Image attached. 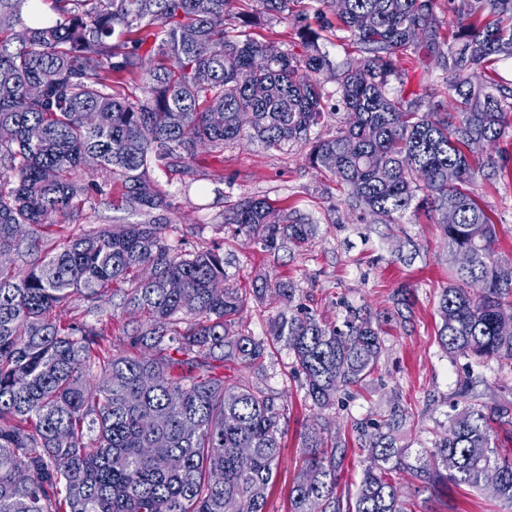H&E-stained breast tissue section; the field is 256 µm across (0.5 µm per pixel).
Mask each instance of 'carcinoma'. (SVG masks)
Here are the masks:
<instances>
[{
  "mask_svg": "<svg viewBox=\"0 0 512 512\" xmlns=\"http://www.w3.org/2000/svg\"><path fill=\"white\" fill-rule=\"evenodd\" d=\"M17 2L0 0V253L13 256L0 264V512H267L281 406L212 365L265 359L268 343L236 330L250 296L280 305L271 336L288 346L312 406L344 408L373 377L383 347L372 311L347 303L342 321L327 323L288 279H264L248 296L219 252L167 236L171 194L154 169H187L199 151L246 137L278 150L311 144L310 166L373 224H397L412 208L436 216L454 271L437 296L439 346L512 368V261L496 258L498 227L476 195L509 167L477 149L512 126V91L484 78L512 57V0H448L443 37L437 0H344L335 19L320 16L360 48L340 68L307 25L299 58L226 36L233 0H42L58 18L37 13L32 27ZM253 2L248 24L290 14L296 0ZM187 28L191 43L180 37ZM407 49L448 73L433 89L447 101L424 111L419 99L388 96L394 56ZM324 72L336 77L340 112H325ZM327 114L336 132L310 137ZM96 195L117 196L136 220L94 223ZM78 223L45 243L50 227ZM224 223L268 252L305 249L317 229L255 196L229 205ZM75 294L100 327L62 323ZM411 296L398 287L396 315ZM117 308L133 315V353L104 348ZM474 384L459 380L448 431L429 446L399 443L413 419L399 399L354 421L363 473L345 500V441L325 426L305 431L288 512H412L391 474L480 490L490 471L512 509V450L497 444L500 431L512 438V409L479 401Z\"/></svg>",
  "mask_w": 512,
  "mask_h": 512,
  "instance_id": "1",
  "label": "carcinoma"
}]
</instances>
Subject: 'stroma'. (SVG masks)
<instances>
[{
    "mask_svg": "<svg viewBox=\"0 0 512 512\" xmlns=\"http://www.w3.org/2000/svg\"><path fill=\"white\" fill-rule=\"evenodd\" d=\"M255 37L275 43L281 50L302 56L296 22L288 16H264L253 25ZM397 75L389 85L391 97L408 101L428 99L441 75L412 51L399 52ZM308 148L298 144L284 150L267 148L259 141L225 146L223 154L200 151L187 172L156 169L155 179L171 193L168 234L191 250L219 249L234 285L249 290L255 278L273 276L294 280L300 298L325 321L340 318L341 302L383 312L390 295L403 282L415 288L410 318L384 323L383 352L372 382L348 410L319 412L305 403L299 380L290 368L284 343L270 342L263 368L246 369L233 363L217 366L228 382L248 381L265 387L284 408L285 437L276 470L268 512H287L288 488L299 468V433L305 425L319 424L347 439L342 465L337 471L338 492L352 495L362 475L357 445L349 437L351 419L374 416L400 398L415 414L413 429L400 441L417 445L448 427L450 397L464 375L476 380L480 401L512 407V375L500 374L496 361L482 364L459 356L448 357L437 342L439 319L436 297L451 277L448 249L433 217L406 215L401 225L386 227L356 221L344 196L312 169ZM223 175L215 184L209 177ZM268 197L313 218L317 234L307 251L267 252L235 233L224 222L229 203L242 197ZM482 205L499 225L502 258L512 257V174L483 188ZM403 497L414 512H507L491 490L465 486L426 488L409 476L398 479Z\"/></svg>",
    "mask_w": 512,
    "mask_h": 512,
    "instance_id": "stroma-1",
    "label": "stroma"
}]
</instances>
